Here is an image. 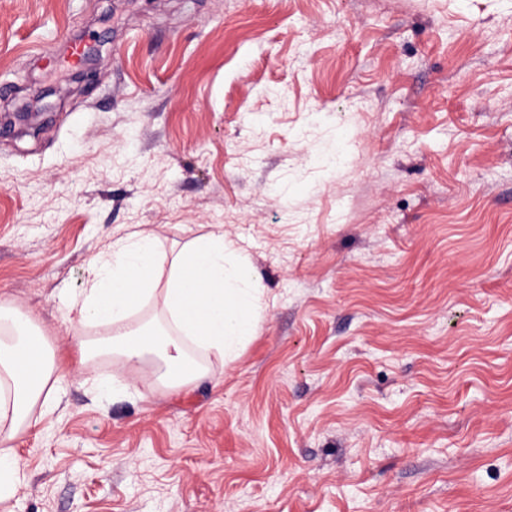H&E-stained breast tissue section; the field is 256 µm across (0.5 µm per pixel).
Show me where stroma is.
<instances>
[{"label": "stroma", "mask_w": 512, "mask_h": 512, "mask_svg": "<svg viewBox=\"0 0 512 512\" xmlns=\"http://www.w3.org/2000/svg\"><path fill=\"white\" fill-rule=\"evenodd\" d=\"M74 38L94 82L43 65ZM4 81L0 297L83 368L6 512H512V0H0ZM214 224L261 289L237 357L80 364L89 260Z\"/></svg>", "instance_id": "35a3bbf8"}]
</instances>
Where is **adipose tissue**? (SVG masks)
Listing matches in <instances>:
<instances>
[{"instance_id":"adipose-tissue-1","label":"adipose tissue","mask_w":512,"mask_h":512,"mask_svg":"<svg viewBox=\"0 0 512 512\" xmlns=\"http://www.w3.org/2000/svg\"><path fill=\"white\" fill-rule=\"evenodd\" d=\"M160 242L132 232L113 242L111 252L91 259L89 277L79 296L66 305L65 318L81 358L118 355L135 364L152 356L156 379L178 389L205 375L187 352L188 344L233 355L254 335L260 288L246 257L224 240L222 227L190 240L175 254L168 272L158 267ZM160 300L165 327L132 322L146 302ZM107 327L108 335L88 342L85 326ZM67 378L45 352V342L31 325L0 300V502L13 497L24 474L13 456L12 442L31 423L33 409L49 413L55 386Z\"/></svg>"}]
</instances>
